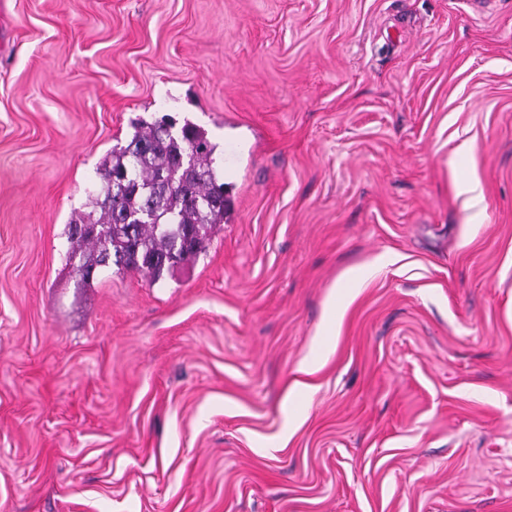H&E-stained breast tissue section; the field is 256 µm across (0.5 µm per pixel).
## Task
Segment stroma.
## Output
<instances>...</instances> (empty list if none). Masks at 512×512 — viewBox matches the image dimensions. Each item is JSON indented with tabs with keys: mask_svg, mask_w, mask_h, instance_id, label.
<instances>
[{
	"mask_svg": "<svg viewBox=\"0 0 512 512\" xmlns=\"http://www.w3.org/2000/svg\"><path fill=\"white\" fill-rule=\"evenodd\" d=\"M165 115L231 218L82 286ZM0 512H512V0H0Z\"/></svg>",
	"mask_w": 512,
	"mask_h": 512,
	"instance_id": "35a3bbf8",
	"label": "stroma"
}]
</instances>
